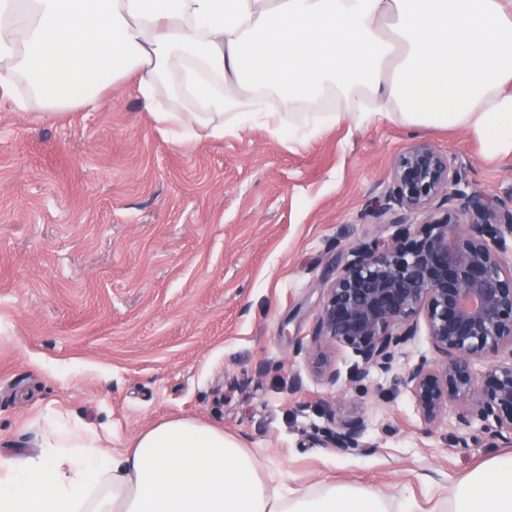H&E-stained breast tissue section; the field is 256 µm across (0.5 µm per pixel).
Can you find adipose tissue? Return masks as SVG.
Returning a JSON list of instances; mask_svg holds the SVG:
<instances>
[{
	"instance_id": "obj_1",
	"label": "adipose tissue",
	"mask_w": 512,
	"mask_h": 512,
	"mask_svg": "<svg viewBox=\"0 0 512 512\" xmlns=\"http://www.w3.org/2000/svg\"><path fill=\"white\" fill-rule=\"evenodd\" d=\"M123 80L195 140L261 126L306 143L346 119H386L461 129L506 156L512 0H0V98L16 111L96 110L101 84ZM275 479L191 417L120 452L56 418L35 448L0 453V512H388L367 489L299 495ZM448 512H512V457L459 484Z\"/></svg>"
}]
</instances>
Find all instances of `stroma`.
I'll list each match as a JSON object with an SVG mask.
<instances>
[{
	"instance_id": "obj_1",
	"label": "stroma",
	"mask_w": 512,
	"mask_h": 512,
	"mask_svg": "<svg viewBox=\"0 0 512 512\" xmlns=\"http://www.w3.org/2000/svg\"><path fill=\"white\" fill-rule=\"evenodd\" d=\"M102 97L100 110L51 115L0 101V451L31 447L49 408L111 434L116 451L194 417L294 491L349 484L423 512L507 455L479 423L461 427L457 405L427 423L410 392L381 397L386 374L333 385L308 350L348 252L416 221L373 215L400 152L432 143L507 211L511 156L487 157L459 129L389 121H343L306 145L260 127L183 144L133 82ZM354 413L366 448L316 443Z\"/></svg>"
}]
</instances>
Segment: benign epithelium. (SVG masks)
<instances>
[{
	"mask_svg": "<svg viewBox=\"0 0 512 512\" xmlns=\"http://www.w3.org/2000/svg\"><path fill=\"white\" fill-rule=\"evenodd\" d=\"M392 188L379 205L421 217L397 224L388 239L352 249L326 288L316 335L349 350L347 374L321 349L317 373L336 384L358 383L372 370L391 372L396 355L424 324L436 357H425L390 379L388 392L409 391L428 423L448 405L459 423H480L484 433L512 446V268L503 255L512 238V213L470 189L461 168L428 142L396 158ZM486 363L474 373L472 365ZM361 416L340 420L316 441L333 448L366 447Z\"/></svg>",
	"mask_w": 512,
	"mask_h": 512,
	"instance_id": "7a95c632",
	"label": "benign epithelium"
}]
</instances>
